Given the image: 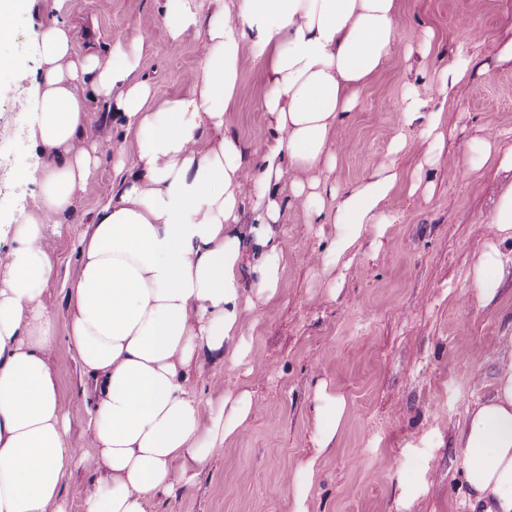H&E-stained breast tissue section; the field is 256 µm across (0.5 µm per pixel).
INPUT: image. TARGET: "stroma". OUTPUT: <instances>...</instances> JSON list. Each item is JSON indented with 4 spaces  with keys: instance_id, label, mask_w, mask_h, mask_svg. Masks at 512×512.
I'll return each instance as SVG.
<instances>
[{
    "instance_id": "35a3bbf8",
    "label": "stroma",
    "mask_w": 512,
    "mask_h": 512,
    "mask_svg": "<svg viewBox=\"0 0 512 512\" xmlns=\"http://www.w3.org/2000/svg\"><path fill=\"white\" fill-rule=\"evenodd\" d=\"M163 2L68 6L73 20H96V49L109 63L110 36L153 30ZM424 26L435 34L429 55L405 57L403 43ZM474 27L486 33L485 42L469 39ZM511 32L512 0H403L398 47L336 129L340 154L332 178L341 187L362 179L375 158L389 155L399 131L420 139V124L403 122L404 98L412 94L433 107L432 85L460 52L480 70L447 112V148L459 166L425 168L422 180L432 194L404 193L386 207L384 224L365 233L378 241L377 250L337 267L343 284L333 301L309 256L334 226L287 212L280 295L247 318L249 363H228L209 376L216 390L247 387L257 411L192 489L159 499L155 512H292L290 467L313 452L311 406L321 380L347 409L333 447L317 461L308 512H473L456 434L512 359V263L489 301L473 285L474 264L492 241L512 259V240L500 241L491 222L505 176L472 168L469 144L481 131L512 130V69L495 58L497 39ZM198 65L195 44L154 41L137 57L135 73L164 99L187 90ZM260 101V63L248 54L231 132L255 156L268 138Z\"/></svg>"
}]
</instances>
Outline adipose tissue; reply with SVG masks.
<instances>
[{"mask_svg": "<svg viewBox=\"0 0 512 512\" xmlns=\"http://www.w3.org/2000/svg\"><path fill=\"white\" fill-rule=\"evenodd\" d=\"M52 8L20 53L0 57V70L16 73L0 81V100L16 107L31 147L22 167L0 156V180L21 189L0 219V512H67L62 488L87 459L95 479L82 512H151L156 500L194 487L255 411L248 390L214 391L207 373L250 356L246 319L280 295L286 205L306 223L335 226L311 253L327 276L381 224L404 184L420 186L390 158L352 185L330 179L336 128L396 46L402 0H207L201 18L190 0H164L151 38L197 43L200 64L187 91L163 100L124 58L141 52L144 37L115 39L124 63L105 65L75 53L67 0ZM247 52L261 64L270 133L255 159L225 132ZM472 66L470 57L452 59L434 87L436 109L406 98L404 122L420 123L429 144L419 150L400 133L394 152L422 166H458L446 150L444 109ZM101 101L113 105L110 122ZM470 149L477 166L512 174V144L485 133ZM107 152L112 176L74 243L75 270L57 276L46 240L78 213L79 193ZM56 277L63 316L46 292ZM62 345L79 364L77 398L63 395L49 367ZM312 402L316 454L294 467L292 512H307L316 456L346 412L322 383ZM75 416L82 448L67 439ZM456 442L473 507L512 512V363L469 410Z\"/></svg>", "mask_w": 512, "mask_h": 512, "instance_id": "obj_1", "label": "adipose tissue"}]
</instances>
